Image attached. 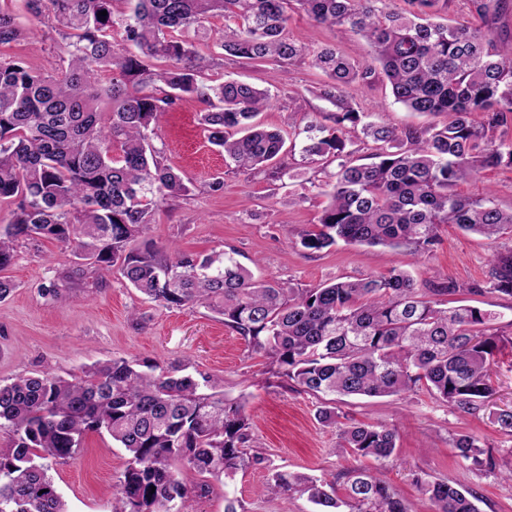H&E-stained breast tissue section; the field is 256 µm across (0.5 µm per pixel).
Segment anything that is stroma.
<instances>
[{"label":"stroma","instance_id":"stroma-1","mask_svg":"<svg viewBox=\"0 0 512 512\" xmlns=\"http://www.w3.org/2000/svg\"><path fill=\"white\" fill-rule=\"evenodd\" d=\"M0 8L15 14L24 29L19 42L0 46V56L23 60L32 71L45 75L66 65L60 37L28 13L26 0H0ZM288 32L313 47L339 46L355 62L369 54L362 39L342 36L301 12H293ZM228 78L269 90L272 105L260 120L289 142L303 143L306 123L331 110L317 93L323 73L305 60L283 68L269 62L225 60L223 66L205 72L201 81L210 85ZM345 94L374 121L399 129H423L445 120L441 114L422 116L395 104L380 82L370 87L351 84ZM204 109L200 98H184L152 137L166 164L190 191L158 204L144 240L202 255L232 249L255 276L296 288L402 268L424 290L456 283L460 291L447 296L448 305L462 302L497 313L499 326L512 339V298L476 289L487 279L490 240L450 225L442 228L430 252L418 256L405 248L342 242L321 251L306 249L290 230L317 222L327 202L317 186L331 180L334 166L305 163L296 150L281 158L290 177L275 180L262 172H235L207 139L199 121ZM217 176L224 179L218 191L211 187ZM74 262L71 247L39 237L20 242L12 264L0 271V277L14 284L0 301V382L44 369L69 379L83 368L117 358L184 368L198 380L218 383L228 398L244 404L251 446L271 466L333 482L338 498L346 496L343 472L364 468L384 472L413 512H433L417 486L421 479L445 480L473 491L478 512H512V481L462 460L454 446L458 435L471 434L498 457L512 459V436L492 421L494 411L512 408V342L497 357L495 394L488 408L475 414L442 404L424 388L399 396L337 400L343 423L396 426L397 448L383 461L340 448L336 428L323 426L316 418L318 398L277 375L268 358L252 351L219 315L202 307L188 311L159 306L117 270L101 279L87 274L77 285L61 283V274ZM53 286L59 287L60 297L50 295ZM127 459L125 450L107 434L86 433L76 453L50 470L68 512H114L113 487ZM268 479V468L239 471L227 482H216L208 497H189L184 512H224L229 497L237 499L244 512H316L306 496L268 491Z\"/></svg>","mask_w":512,"mask_h":512}]
</instances>
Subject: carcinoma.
I'll return each instance as SVG.
<instances>
[{"label": "carcinoma", "instance_id": "obj_1", "mask_svg": "<svg viewBox=\"0 0 512 512\" xmlns=\"http://www.w3.org/2000/svg\"><path fill=\"white\" fill-rule=\"evenodd\" d=\"M116 21L112 0H27L29 13L53 23L64 41L67 66L42 76L20 60L0 59V270L20 241L48 237L82 260L65 275L74 281L121 263L132 288L168 308L202 306L224 318L255 352L304 392L324 399L318 421L338 428L340 447L359 456L391 457L397 429L386 423L339 426L336 397L400 395L424 387L465 413L483 410L495 394L491 368L508 338L498 316L467 305L446 307L443 283L426 294L408 272L335 280L312 288L261 280L234 252L201 255L139 243L158 200L188 192L182 177L154 146L162 116L184 97L206 104L201 124L212 145L243 172H265L285 139L256 117L270 107L267 91L235 79L202 89L204 69L220 62L189 36L203 20L236 21L224 30V54L290 65L308 58L327 77L320 97L333 108L326 125L303 128L308 157L336 164L323 194L328 205L311 227L294 234L309 250L350 245L431 250L442 226L491 241L512 234V210L491 190L466 196L458 184L488 169L512 170V145L497 141L512 126V53L499 47L490 26L503 0H464L466 17L448 19V0H133ZM318 25L362 38L369 58L353 62L338 48H311L288 36L291 6ZM107 15L101 16L99 12ZM18 18L0 10V44L19 40ZM121 41H116L115 35ZM110 73L108 84L101 76ZM387 80L393 100L446 121L425 131L397 130L363 121L345 95L361 82ZM159 83V96L141 87ZM106 97L112 108L103 112ZM362 124L376 144L377 161L356 164L346 124ZM241 136L230 138L226 129ZM488 291L512 297V249L492 250ZM0 430L11 449L0 454V512H68L49 462L64 461L88 431L105 433L130 454L115 485L117 512H183L185 499L210 492L209 480L231 479L267 466L250 452L244 405L220 392L202 393L189 374L125 358L83 371L72 380L48 372L0 383ZM458 455L494 471L499 464L479 440L461 434ZM203 480L187 486L183 470ZM349 499L331 483L276 470L272 491H294L316 505L350 512H411L380 475L344 474ZM434 512H477L474 494L447 481L416 480Z\"/></svg>", "mask_w": 512, "mask_h": 512}]
</instances>
